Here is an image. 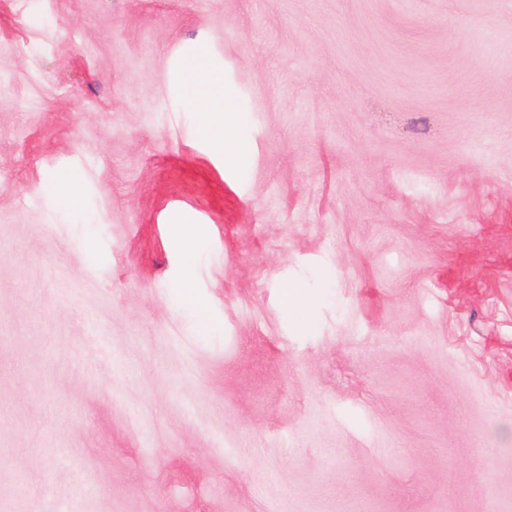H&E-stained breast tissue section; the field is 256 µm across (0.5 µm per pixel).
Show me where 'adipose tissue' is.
Returning <instances> with one entry per match:
<instances>
[{
    "instance_id": "ef3b65f1",
    "label": "adipose tissue",
    "mask_w": 512,
    "mask_h": 512,
    "mask_svg": "<svg viewBox=\"0 0 512 512\" xmlns=\"http://www.w3.org/2000/svg\"><path fill=\"white\" fill-rule=\"evenodd\" d=\"M179 91L195 112L197 129L223 153L225 159L243 163L249 143L242 113L224 103V76L210 65L205 49H198L179 81Z\"/></svg>"
}]
</instances>
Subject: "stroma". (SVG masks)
I'll return each instance as SVG.
<instances>
[{
	"mask_svg": "<svg viewBox=\"0 0 512 512\" xmlns=\"http://www.w3.org/2000/svg\"><path fill=\"white\" fill-rule=\"evenodd\" d=\"M60 505L512 512V0H0V512ZM182 74L179 92L197 118V129L224 154V158L242 164L249 143L245 119L224 104V76L210 65L205 48L199 47ZM81 176L76 171H62L48 181V189L56 203L64 208H73L78 200ZM197 244L198 238L196 233L192 235L185 232L178 233V245L184 253V256L189 259V261L185 264L182 275V284L184 286H187L192 281L194 266L191 262V258L196 254Z\"/></svg>",
	"mask_w": 512,
	"mask_h": 512,
	"instance_id": "obj_1",
	"label": "stroma"
}]
</instances>
